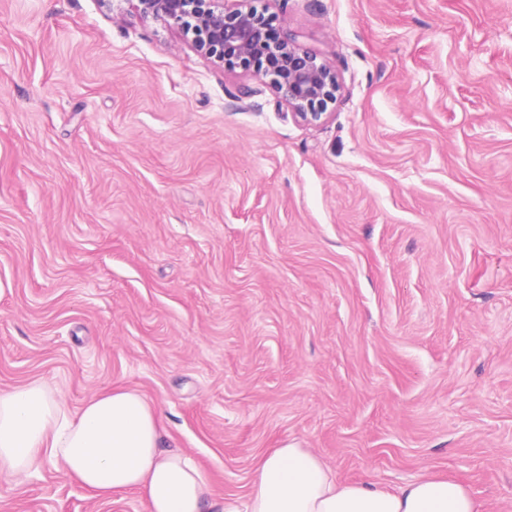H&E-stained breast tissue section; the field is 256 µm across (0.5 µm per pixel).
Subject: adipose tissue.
<instances>
[{"label": "adipose tissue", "mask_w": 512, "mask_h": 512, "mask_svg": "<svg viewBox=\"0 0 512 512\" xmlns=\"http://www.w3.org/2000/svg\"><path fill=\"white\" fill-rule=\"evenodd\" d=\"M46 462L96 497L133 491L150 512H481L452 477L394 489L340 482L311 449L282 443L256 458L245 495H215L195 460L168 447L155 406L116 384L77 412L44 384L0 392V476L27 478Z\"/></svg>", "instance_id": "ef3b65f1"}]
</instances>
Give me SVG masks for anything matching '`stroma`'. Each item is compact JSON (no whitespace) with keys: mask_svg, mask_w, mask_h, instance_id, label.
Instances as JSON below:
<instances>
[{"mask_svg":"<svg viewBox=\"0 0 512 512\" xmlns=\"http://www.w3.org/2000/svg\"><path fill=\"white\" fill-rule=\"evenodd\" d=\"M297 119L130 0H0V391L119 383L220 495L286 441L512 512V0H258ZM0 512H149L44 464Z\"/></svg>","mask_w":512,"mask_h":512,"instance_id":"obj_1","label":"stroma"}]
</instances>
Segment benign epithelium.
<instances>
[{
  "instance_id": "benign-epithelium-1",
  "label": "benign epithelium",
  "mask_w": 512,
  "mask_h": 512,
  "mask_svg": "<svg viewBox=\"0 0 512 512\" xmlns=\"http://www.w3.org/2000/svg\"><path fill=\"white\" fill-rule=\"evenodd\" d=\"M255 0H136L135 10L176 26L195 51L228 71H251L293 114L318 124L336 102L340 83L325 61L271 31Z\"/></svg>"
}]
</instances>
